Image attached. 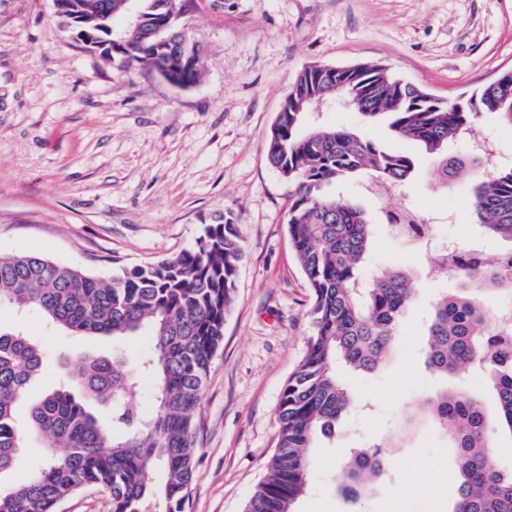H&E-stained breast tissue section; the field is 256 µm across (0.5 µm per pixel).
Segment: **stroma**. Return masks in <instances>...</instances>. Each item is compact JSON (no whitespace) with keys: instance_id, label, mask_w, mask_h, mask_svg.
<instances>
[{"instance_id":"obj_1","label":"stroma","mask_w":512,"mask_h":512,"mask_svg":"<svg viewBox=\"0 0 512 512\" xmlns=\"http://www.w3.org/2000/svg\"><path fill=\"white\" fill-rule=\"evenodd\" d=\"M202 54V75L178 88L155 72L107 62L81 47L52 0H0V255L36 253L109 275L194 245L205 225L237 224L245 258L224 340L196 417V466L186 512H242L274 450L281 393L312 334L311 292L288 237L292 187L268 162L271 126L299 72L313 64H381L441 99L468 96L512 70V0H191L181 19ZM347 127L415 158L417 173L387 198L354 180L344 194L370 215L408 207L431 224L425 250L379 227L367 267L394 266L415 299L400 320L393 353L373 373L344 380L363 402L313 457L314 489L299 512H451L456 453L423 406L442 383L494 399L483 375L434 377L424 365L431 305L455 281L425 279L428 255L480 243L487 257L508 248L477 240L473 177L442 181L438 164L387 118L368 123L351 108L310 109L305 127ZM492 143L512 163V126L493 114L470 140ZM470 140L454 145L467 157ZM490 313L512 310V289H481ZM22 326L47 367L17 410L66 383L81 354L136 360L146 336L120 341L69 335L37 312L0 307V327ZM381 446L386 472L358 503L335 486L349 449Z\"/></svg>"}]
</instances>
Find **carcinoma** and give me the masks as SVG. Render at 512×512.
<instances>
[{"label":"carcinoma","instance_id":"obj_1","mask_svg":"<svg viewBox=\"0 0 512 512\" xmlns=\"http://www.w3.org/2000/svg\"><path fill=\"white\" fill-rule=\"evenodd\" d=\"M61 2L58 19L77 18L109 60L151 68L171 81L192 83L201 76L195 45L181 44L167 27L164 0ZM131 8L141 13L138 26L127 22ZM337 85L362 116H388L398 135L437 156L445 178L466 169L449 148L470 133L481 113L512 126V72L455 100L436 98L378 65L338 67L329 80L311 65L297 76L296 91L289 92L271 127L267 158L293 186L288 235L311 291L312 334L281 394L275 449L244 512H297L310 489L311 449L333 435L356 404L336 369H378L413 300L411 280L399 268L361 277L377 224L336 189L356 174L371 186L400 188L413 176L415 160L350 129L302 128L307 109L323 104ZM481 166L477 157L469 161L476 176L471 216L477 232L512 243V165L489 174ZM244 256L238 225L227 218L206 225L195 244L178 254L109 277L36 254L0 257V306L36 310L81 336L150 338L135 371L122 356L80 357L67 371L74 389L43 395L21 427L16 408L43 372L45 357L23 330L0 329V481L15 467L26 433L51 448L35 477L0 489V512H57L84 486L107 493L112 512H185L196 416ZM454 277L512 288V249L485 262L479 274L465 265ZM511 327V311L492 318L474 296L445 293L432 306L425 366L445 381L468 371L483 374L496 406L490 415L479 398L458 387L439 388L423 401L456 449L458 499L452 512H512V469L492 463L496 438H512ZM140 375L156 380L155 406L147 417L123 400ZM99 407L111 410L109 419L97 414ZM158 469L164 481L155 485ZM384 472L380 449L355 448L337 491L355 500L367 478Z\"/></svg>","mask_w":512,"mask_h":512}]
</instances>
